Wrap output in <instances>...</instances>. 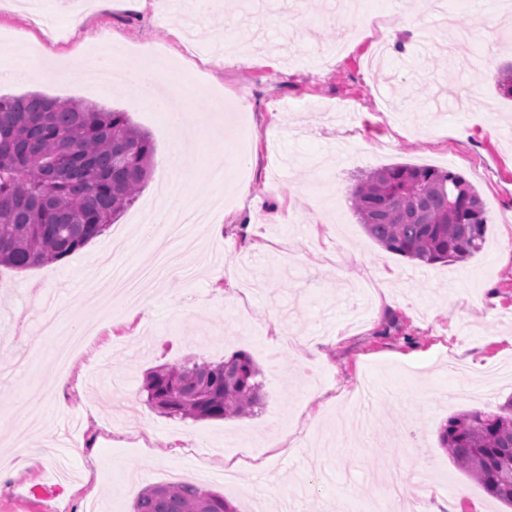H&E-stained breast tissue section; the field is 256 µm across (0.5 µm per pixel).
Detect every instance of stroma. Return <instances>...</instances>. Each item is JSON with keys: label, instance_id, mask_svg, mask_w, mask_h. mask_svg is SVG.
<instances>
[{"label": "stroma", "instance_id": "1", "mask_svg": "<svg viewBox=\"0 0 512 512\" xmlns=\"http://www.w3.org/2000/svg\"><path fill=\"white\" fill-rule=\"evenodd\" d=\"M61 43L39 46L55 61H95L94 38L164 48L185 74L204 63L203 88L176 82L189 122L210 111L209 88L232 85L228 121L250 117L226 166L233 205L215 217L224 234L197 228L194 279L161 276L155 308L112 313V297L82 301V274L103 277L126 263L156 262L141 226L170 177L164 113L133 104L126 91L86 82L0 81V95L36 91L95 100L129 112L150 133L155 165L136 201L103 235L57 262L0 267V409L15 438L39 427L56 454L0 474V512H131L152 484L132 471L139 459L170 468L175 480L224 495L238 512H364L387 484L417 475L462 512H502L438 444L448 416L497 410L512 379L486 380L512 366V97L496 75L474 69L477 53L512 60V15L496 0H448L474 38L449 46L447 28L405 0H359L368 34L330 59L321 53L340 24L335 0H302L291 19L256 0H144L141 8L93 11L89 0H39ZM85 16L80 30L71 15ZM247 34L244 53L216 64L226 36ZM218 146L188 140L196 172L192 202L209 208V158ZM393 163L452 169L479 192L488 217L482 250L466 261L426 265L388 252L364 232L350 190L367 170ZM223 271L220 279L211 269ZM75 329L103 327L69 369L70 385L44 392L35 411L15 402L53 370L50 351L12 343L41 335L47 311ZM248 352L262 374V404L248 417L173 419L146 403L150 370L186 359L218 362Z\"/></svg>", "mask_w": 512, "mask_h": 512}]
</instances>
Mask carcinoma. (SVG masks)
Masks as SVG:
<instances>
[{
    "mask_svg": "<svg viewBox=\"0 0 512 512\" xmlns=\"http://www.w3.org/2000/svg\"><path fill=\"white\" fill-rule=\"evenodd\" d=\"M150 134L125 111L39 93L0 97V266L61 260L103 235L137 198L154 160ZM352 208L385 250L432 265L463 262L485 242L483 200L450 169L391 164L360 176ZM261 370L237 351L219 362L147 373L149 406L179 419L249 416L261 405ZM454 465L512 508V397L496 411L465 410L438 431ZM133 512H237L191 483L142 489Z\"/></svg>",
    "mask_w": 512,
    "mask_h": 512,
    "instance_id": "1",
    "label": "carcinoma"
}]
</instances>
